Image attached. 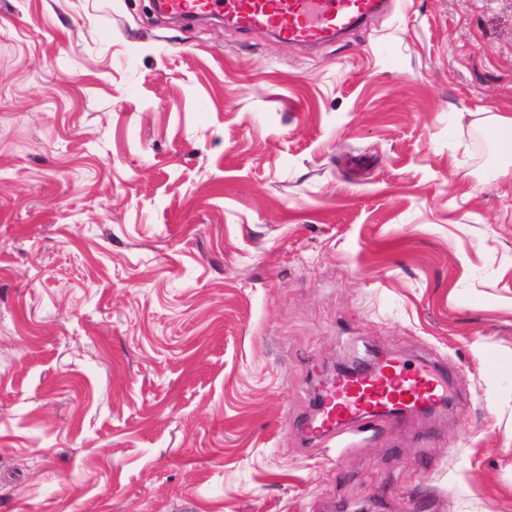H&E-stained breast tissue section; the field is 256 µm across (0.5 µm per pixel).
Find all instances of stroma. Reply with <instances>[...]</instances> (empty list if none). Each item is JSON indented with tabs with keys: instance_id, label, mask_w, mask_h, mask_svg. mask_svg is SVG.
Returning a JSON list of instances; mask_svg holds the SVG:
<instances>
[{
	"instance_id": "1",
	"label": "stroma",
	"mask_w": 512,
	"mask_h": 512,
	"mask_svg": "<svg viewBox=\"0 0 512 512\" xmlns=\"http://www.w3.org/2000/svg\"><path fill=\"white\" fill-rule=\"evenodd\" d=\"M512 0L310 50L152 0H0V512H512ZM442 415L342 447L372 350ZM489 119L487 130L498 153L503 158L510 160L512 156V115L494 113ZM448 400V377L428 365L410 366L387 356L375 368L338 374L325 389L316 420L306 427L313 446L347 432L398 425L407 413Z\"/></svg>"
}]
</instances>
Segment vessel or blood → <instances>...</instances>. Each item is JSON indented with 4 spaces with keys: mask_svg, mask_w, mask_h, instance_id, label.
<instances>
[{
    "mask_svg": "<svg viewBox=\"0 0 512 512\" xmlns=\"http://www.w3.org/2000/svg\"><path fill=\"white\" fill-rule=\"evenodd\" d=\"M382 0H157L158 11L193 22L211 15L243 31L271 33L285 41L321 47L359 26ZM448 377L428 365H408L393 357L375 368L337 375L325 389L306 434L314 444L351 432L397 425L408 412L443 404Z\"/></svg>",
    "mask_w": 512,
    "mask_h": 512,
    "instance_id": "b4317fda",
    "label": "vessel or blood"
}]
</instances>
